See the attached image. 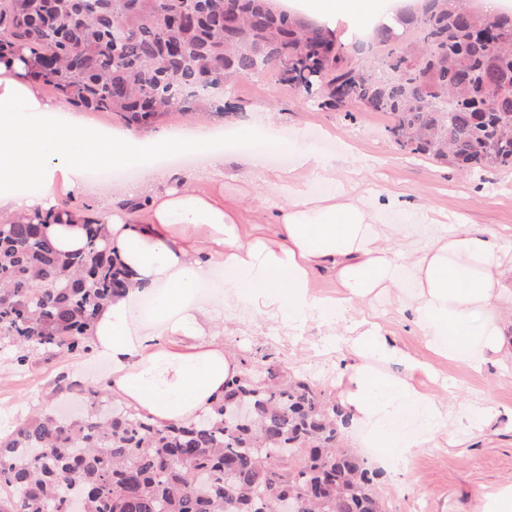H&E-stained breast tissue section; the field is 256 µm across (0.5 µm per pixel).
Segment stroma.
<instances>
[{
	"mask_svg": "<svg viewBox=\"0 0 512 512\" xmlns=\"http://www.w3.org/2000/svg\"><path fill=\"white\" fill-rule=\"evenodd\" d=\"M338 46L358 63H381V46H363V37L348 19L332 25ZM234 111L210 115L209 125H261L268 139L261 153L264 164L276 158L295 160L287 150L300 141L336 158H349L358 169L354 197L376 211L386 234L400 241L406 226L388 204L389 193L403 194L422 207L424 221L450 230L458 224L496 235L507 258H512V169L488 168L467 172L450 163L421 158L401 149L387 131V114L360 107L336 110L311 105L303 92L282 84L274 69L240 79L232 97ZM226 191L243 193L272 205L285 192L262 183L246 184L245 148L226 149ZM350 318L375 317L391 330L399 345L430 363L435 374L424 379V390L436 400L452 403L459 391L476 407L495 405L496 414L464 434L446 433L434 448L420 449L400 473L382 474L377 494L385 512H482L483 495L512 484V361L488 355L482 372L434 355L422 337L411 332L396 291L380 293L353 305ZM224 346L245 367L270 355L279 373L307 381L321 400L337 401L336 379L345 361L340 354L324 353L323 331L311 327L304 335L287 336L265 317L244 326L238 311L224 312ZM106 364L52 352L38 354L19 367L0 354V431L7 433L32 414L48 409L67 414L69 405L56 390L57 382L80 389L104 377Z\"/></svg>",
	"mask_w": 512,
	"mask_h": 512,
	"instance_id": "35a3bbf8",
	"label": "stroma"
}]
</instances>
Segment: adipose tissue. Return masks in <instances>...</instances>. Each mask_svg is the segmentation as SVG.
I'll return each instance as SVG.
<instances>
[{
	"label": "adipose tissue",
	"instance_id": "obj_1",
	"mask_svg": "<svg viewBox=\"0 0 512 512\" xmlns=\"http://www.w3.org/2000/svg\"><path fill=\"white\" fill-rule=\"evenodd\" d=\"M308 8L321 24L339 16L372 28L393 23L379 0H309ZM215 135L206 125L138 133L89 125L45 98L20 61H0V217L49 218L56 250L75 253L86 243V213L74 207L69 222H56L62 199L84 197L89 172L126 165L142 172L122 187L127 208L99 199L112 255L130 280L90 331V357L108 366L113 395L160 427L209 412L239 371L224 347L229 307L266 315L292 336L313 324L348 336L353 361L340 372L337 393L364 427V447L377 449L379 467L431 447L452 425L474 426L466 400L454 414L424 391L430 364L401 348L382 323L350 321L346 313L376 289L409 288V321L435 354L474 370L489 352L512 358V267L496 237L459 224L394 246L347 190L313 192V184L335 183L339 168L309 148L298 150L292 172L252 158L250 182L288 195L263 222H250L240 197L224 192ZM186 154L207 165L198 182L161 174V158ZM321 268L335 276L340 296L313 291ZM394 363L403 373L389 372Z\"/></svg>",
	"mask_w": 512,
	"mask_h": 512
}]
</instances>
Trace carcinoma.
I'll return each mask as SVG.
<instances>
[{
    "label": "carcinoma",
    "instance_id": "cac0c4a2",
    "mask_svg": "<svg viewBox=\"0 0 512 512\" xmlns=\"http://www.w3.org/2000/svg\"><path fill=\"white\" fill-rule=\"evenodd\" d=\"M0 0V58L72 106L144 128L176 110L234 109L229 88L288 48L279 81L319 107L348 87L394 122L397 145L465 170L512 168V10L494 20L497 52L478 31L491 20L469 0H416L378 27L382 66L354 63L332 30L272 0ZM223 83L220 98L210 93ZM454 108L442 111L445 99ZM105 218L89 219L84 249L62 255L32 218L0 219V351L18 366L42 351L83 355L100 307L128 274L106 244ZM85 391L79 421L39 414L0 437V512H273L280 493L303 512H382L378 471L336 447L350 415L271 364L240 370L224 401L195 422L158 427L130 407L104 410Z\"/></svg>",
    "mask_w": 512,
    "mask_h": 512
}]
</instances>
